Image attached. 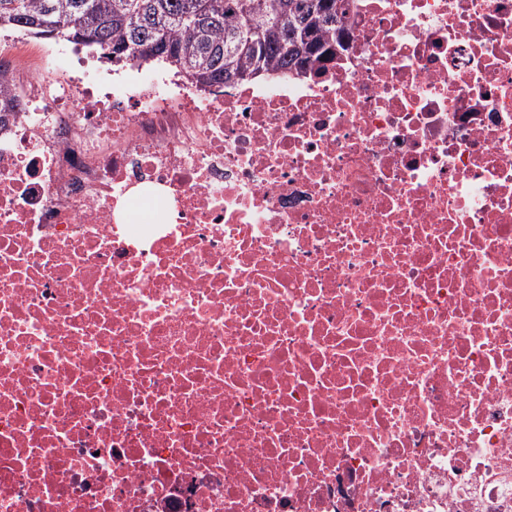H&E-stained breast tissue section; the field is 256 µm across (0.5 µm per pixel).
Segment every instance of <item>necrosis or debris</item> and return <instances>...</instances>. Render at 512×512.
<instances>
[{
  "mask_svg": "<svg viewBox=\"0 0 512 512\" xmlns=\"http://www.w3.org/2000/svg\"><path fill=\"white\" fill-rule=\"evenodd\" d=\"M206 91L0 45V512H512V0H355Z\"/></svg>",
  "mask_w": 512,
  "mask_h": 512,
  "instance_id": "4bbe7bcc",
  "label": "necrosis or debris"
}]
</instances>
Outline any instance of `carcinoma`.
<instances>
[{
  "label": "carcinoma",
  "instance_id": "cac0c4a2",
  "mask_svg": "<svg viewBox=\"0 0 512 512\" xmlns=\"http://www.w3.org/2000/svg\"><path fill=\"white\" fill-rule=\"evenodd\" d=\"M351 0H0V30L87 45L112 62L168 64L197 90L307 73L340 42Z\"/></svg>",
  "mask_w": 512,
  "mask_h": 512
}]
</instances>
